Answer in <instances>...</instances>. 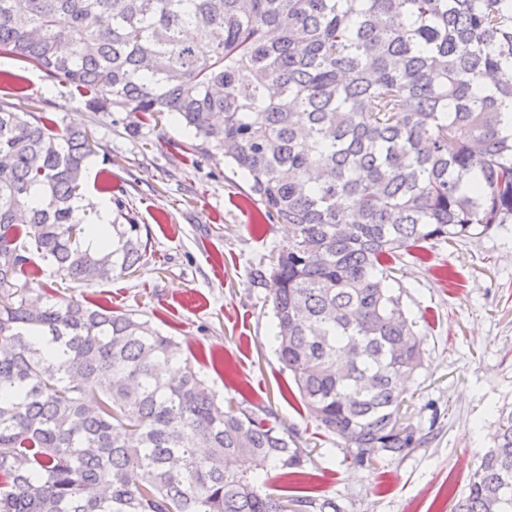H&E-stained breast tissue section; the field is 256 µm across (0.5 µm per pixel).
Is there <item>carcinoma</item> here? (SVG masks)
Here are the masks:
<instances>
[{
    "mask_svg": "<svg viewBox=\"0 0 512 512\" xmlns=\"http://www.w3.org/2000/svg\"><path fill=\"white\" fill-rule=\"evenodd\" d=\"M193 29L197 38L185 32ZM0 53L161 121L250 181L288 245L273 342L354 464L415 447L399 424L423 337L392 270L429 241L512 224V0H0ZM87 130L0 95V512H303L268 492L308 453L227 403L179 344L129 313L34 298L33 256L73 283L150 253L127 214L87 243ZM455 512H512L500 413Z\"/></svg>",
    "mask_w": 512,
    "mask_h": 512,
    "instance_id": "carcinoma-1",
    "label": "carcinoma"
}]
</instances>
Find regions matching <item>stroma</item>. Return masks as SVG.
Instances as JSON below:
<instances>
[{
	"instance_id": "35a3bbf8",
	"label": "stroma",
	"mask_w": 512,
	"mask_h": 512,
	"mask_svg": "<svg viewBox=\"0 0 512 512\" xmlns=\"http://www.w3.org/2000/svg\"><path fill=\"white\" fill-rule=\"evenodd\" d=\"M0 91L23 108L47 106L59 125L89 130L97 143L82 193L119 191L152 248L136 272L83 287L47 262L35 293L127 312L182 346L219 394L268 411L308 452L311 500L337 512H453L487 448L500 411H512V224L463 242H429L394 275L419 320L425 365L408 383L401 417L420 443L397 458L358 466L351 448L318 429L270 336V270L288 227L266 213L247 178L221 154L188 153L189 131L172 116L158 126L126 112H93L74 88L0 55Z\"/></svg>"
}]
</instances>
